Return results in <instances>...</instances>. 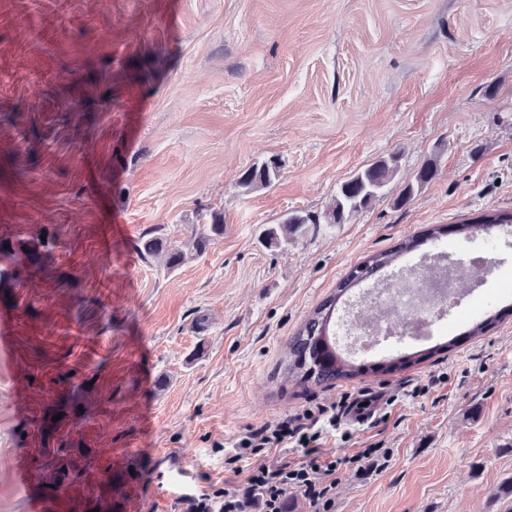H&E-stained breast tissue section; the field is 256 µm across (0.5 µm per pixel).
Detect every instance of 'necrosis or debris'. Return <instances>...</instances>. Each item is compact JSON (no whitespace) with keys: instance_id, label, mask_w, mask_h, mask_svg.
Here are the masks:
<instances>
[{"instance_id":"obj_1","label":"necrosis or debris","mask_w":512,"mask_h":512,"mask_svg":"<svg viewBox=\"0 0 512 512\" xmlns=\"http://www.w3.org/2000/svg\"><path fill=\"white\" fill-rule=\"evenodd\" d=\"M481 273L479 261L436 254L363 289L346 315L348 348L372 349L377 342L404 334L426 338L429 317L442 310L461 312L469 288Z\"/></svg>"}]
</instances>
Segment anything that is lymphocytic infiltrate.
<instances>
[{
    "mask_svg": "<svg viewBox=\"0 0 512 512\" xmlns=\"http://www.w3.org/2000/svg\"><path fill=\"white\" fill-rule=\"evenodd\" d=\"M335 415L328 407L317 406L295 416L243 436L237 448L240 455L256 457L244 482L225 484L217 497L221 505H214V498L192 500L190 512H247L253 502H261L264 512H282L284 497L291 491L303 494L312 512H329L331 502V475L336 461L323 450L325 424L335 423ZM273 448L300 450L305 460L292 465L261 460L263 451Z\"/></svg>",
    "mask_w": 512,
    "mask_h": 512,
    "instance_id": "1",
    "label": "lymphocytic infiltrate"
}]
</instances>
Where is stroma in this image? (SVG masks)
<instances>
[{"instance_id": "stroma-1", "label": "stroma", "mask_w": 512, "mask_h": 512, "mask_svg": "<svg viewBox=\"0 0 512 512\" xmlns=\"http://www.w3.org/2000/svg\"><path fill=\"white\" fill-rule=\"evenodd\" d=\"M392 155L350 223L262 239ZM270 159L271 186L240 187ZM487 212L512 213V0H0V239L58 234L37 271L0 255V512L58 490L59 512H186L246 478V432L364 393L375 416L326 435L330 512H512V309L396 371L280 372L354 265L435 225L413 259L493 261L479 318L512 285V233L455 228ZM147 236L183 263L143 255ZM367 448L383 469L351 464ZM436 175V169L431 163L424 164L414 177V182H409L404 187L397 204H406L416 192L424 185L429 183ZM224 235V221L221 216L214 215L211 224H203L194 237L195 251L203 255L208 247Z\"/></svg>"}]
</instances>
